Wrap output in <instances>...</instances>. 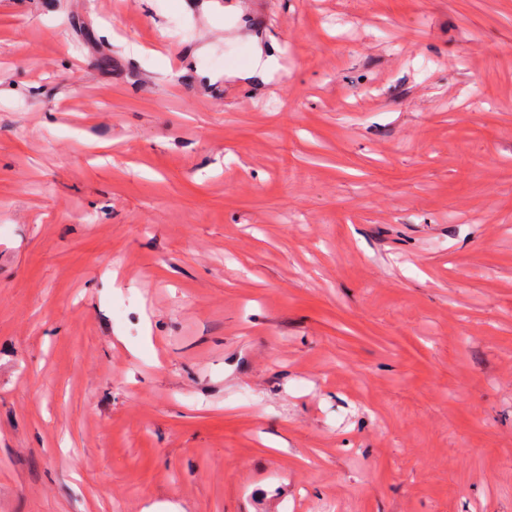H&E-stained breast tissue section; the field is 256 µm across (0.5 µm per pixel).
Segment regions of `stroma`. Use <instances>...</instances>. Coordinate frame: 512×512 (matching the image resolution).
I'll return each instance as SVG.
<instances>
[{
  "label": "stroma",
  "instance_id": "35a3bbf8",
  "mask_svg": "<svg viewBox=\"0 0 512 512\" xmlns=\"http://www.w3.org/2000/svg\"><path fill=\"white\" fill-rule=\"evenodd\" d=\"M325 501L512 512V0H0V512Z\"/></svg>",
  "mask_w": 512,
  "mask_h": 512
}]
</instances>
